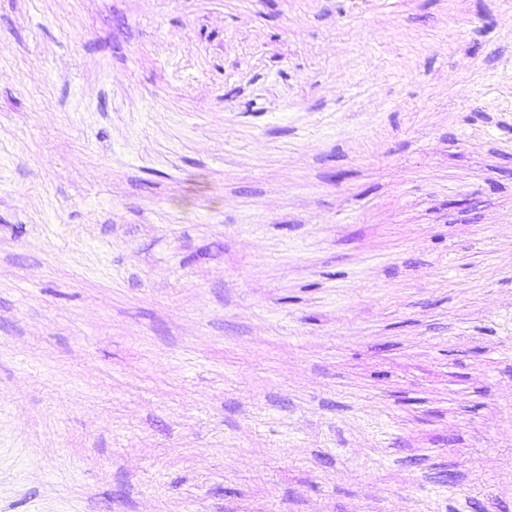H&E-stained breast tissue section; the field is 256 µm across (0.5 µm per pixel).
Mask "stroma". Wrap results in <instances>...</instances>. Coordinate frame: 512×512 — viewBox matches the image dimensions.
Segmentation results:
<instances>
[{
  "instance_id": "obj_1",
  "label": "stroma",
  "mask_w": 512,
  "mask_h": 512,
  "mask_svg": "<svg viewBox=\"0 0 512 512\" xmlns=\"http://www.w3.org/2000/svg\"><path fill=\"white\" fill-rule=\"evenodd\" d=\"M0 512H512V0H0Z\"/></svg>"
}]
</instances>
